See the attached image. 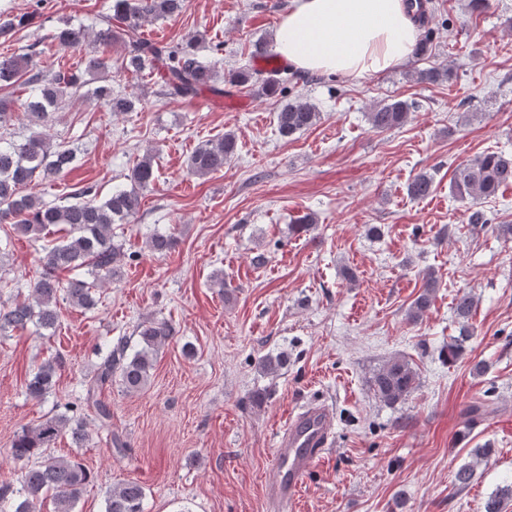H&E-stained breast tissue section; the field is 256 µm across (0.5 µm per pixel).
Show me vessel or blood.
Masks as SVG:
<instances>
[{
    "label": "vessel or blood",
    "instance_id": "1",
    "mask_svg": "<svg viewBox=\"0 0 512 512\" xmlns=\"http://www.w3.org/2000/svg\"><path fill=\"white\" fill-rule=\"evenodd\" d=\"M333 441L332 421L325 405L310 406L289 419L275 452L276 477L268 492L270 512H289L309 466Z\"/></svg>",
    "mask_w": 512,
    "mask_h": 512
}]
</instances>
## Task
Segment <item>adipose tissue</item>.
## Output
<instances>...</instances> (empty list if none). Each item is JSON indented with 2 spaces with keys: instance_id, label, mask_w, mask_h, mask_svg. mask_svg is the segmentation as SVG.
I'll return each instance as SVG.
<instances>
[{
  "instance_id": "ef3b65f1",
  "label": "adipose tissue",
  "mask_w": 512,
  "mask_h": 512,
  "mask_svg": "<svg viewBox=\"0 0 512 512\" xmlns=\"http://www.w3.org/2000/svg\"><path fill=\"white\" fill-rule=\"evenodd\" d=\"M416 37L406 0H292L274 50L300 70L364 77L407 62Z\"/></svg>"
}]
</instances>
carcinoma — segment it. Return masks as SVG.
Here are the masks:
<instances>
[{
    "label": "carcinoma",
    "mask_w": 512,
    "mask_h": 512,
    "mask_svg": "<svg viewBox=\"0 0 512 512\" xmlns=\"http://www.w3.org/2000/svg\"><path fill=\"white\" fill-rule=\"evenodd\" d=\"M44 0H31L32 11L19 18L0 21V39L12 38L17 30L36 15ZM185 0H110L105 10L96 14L92 26L69 21L56 28L51 40L59 46L84 52L85 68L58 69L47 72L34 61L39 55L36 45L22 55H0V88L9 87L19 80L30 89L20 101L0 98V128L8 130L13 119L25 122L30 134L22 143L5 141L0 137V224L39 239L51 226H64L65 235L58 243L43 248L38 257L41 270L29 285L27 295L8 302L0 301V333L25 329L51 330L59 319L58 301L64 297L74 306L91 309L96 303L98 286L112 280L120 259L119 246L112 243V225L129 222L141 208L142 192L157 180L153 156L147 154L134 165L127 179L130 188L117 187L104 199H97L92 186H83L71 194L66 204L47 203L34 193L23 194L21 189L35 181H46L60 176L73 167L74 151L54 142L46 132L54 112L68 98L91 96L103 101L113 113L134 112L139 100L133 95L112 89V84H101L87 93L83 88L85 76H96L112 68L108 59L100 54L99 46L119 42L124 46L121 69L130 74L154 71L160 74L159 93L169 99H192L207 90L215 96L224 95V59L221 45L213 49L215 57L202 61L193 41L172 44L152 41L140 36V29L150 19L164 20L180 13ZM262 77L261 89L275 93L280 88V69L234 70L231 83L240 85L252 76ZM410 106L404 100H393L376 107L368 114L371 126L380 131L401 127L407 121ZM277 129L281 137L288 138L317 124L320 112L306 98L297 95L277 112ZM236 137L232 133L207 141L196 147L188 157L186 174L203 178L224 169L236 151ZM512 184V155L487 152L468 163L458 166L450 182L459 196L474 200L489 199L499 190ZM434 190V179L428 173L416 175L407 185V194L413 199H424ZM174 240L154 233L148 247L155 253L172 248ZM71 277L62 281L58 273ZM437 280L429 276L422 292L409 310L412 322L419 320L432 304ZM475 301L469 295L456 300L455 313L461 323H468ZM139 348L129 350V342L121 337L115 344H106L107 352L93 374L83 382V395L79 402L66 404L63 411L44 418L37 426L17 434L11 446V456L27 465L21 473L19 487L10 483L0 485V512H43L38 505L50 498L55 504L53 512H73L86 486L90 472L71 457L45 455V450L59 436L70 432L73 441L83 440L85 422L73 417L79 412L96 416L101 428L112 432V411L102 399L104 391L117 381L128 392L143 390L154 368L160 348L171 341L177 330L165 319L147 318L136 327ZM62 362L57 357L44 360L27 380L26 392L36 400H43L56 385ZM419 384L416 370L403 358H393L373 376L371 386L388 404H397L409 397ZM492 448L474 449L475 461L460 466L455 484L467 487L475 476L477 465L487 461ZM145 492L135 481H124L106 493L104 512H144ZM512 500V487L490 496L484 512H505Z\"/></svg>",
    "instance_id": "obj_1"
}]
</instances>
